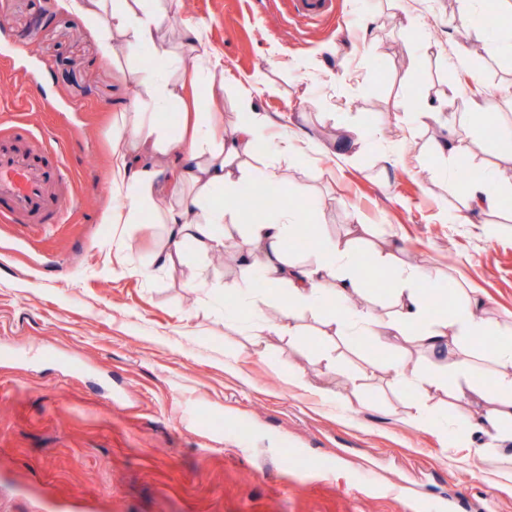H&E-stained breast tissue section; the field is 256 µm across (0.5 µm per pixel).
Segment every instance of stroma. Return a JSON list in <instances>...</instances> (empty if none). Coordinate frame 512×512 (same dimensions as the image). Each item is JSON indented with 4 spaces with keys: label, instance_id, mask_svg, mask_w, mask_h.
<instances>
[{
    "label": "stroma",
    "instance_id": "35a3bbf8",
    "mask_svg": "<svg viewBox=\"0 0 512 512\" xmlns=\"http://www.w3.org/2000/svg\"><path fill=\"white\" fill-rule=\"evenodd\" d=\"M497 0H336V14L297 29L272 0H178L182 22L199 25L231 77L216 92L225 127L258 111L289 115L331 144L354 131L341 159L275 158L288 190L280 207L344 237L371 225L374 253L405 245L402 261L440 270L483 295L487 321L512 325V203L470 210L457 171L512 169L493 144L473 139L467 99L480 75L493 109L512 89V53L498 30L456 20ZM0 120H20L61 143L80 180L67 223L24 229L0 223V512H401L386 486L414 485L437 498L457 492V512H512V459L469 452L464 420L476 400H430L448 447L415 419L418 395L389 366L425 369L417 343L400 354L336 336L322 314L301 316L303 338L255 340L258 319L227 308L238 285L245 230H229L225 254L186 250L166 271L153 266L165 243L159 224H129L113 238L111 112L129 105L123 78L147 50L101 55L82 17L60 0H0ZM36 72L46 102L15 68ZM455 100L467 139L461 160H434L446 130L423 111ZM406 141L396 166L381 157ZM198 278L197 289L186 283ZM301 374L304 384L291 383ZM374 483L355 489L353 472Z\"/></svg>",
    "mask_w": 512,
    "mask_h": 512
}]
</instances>
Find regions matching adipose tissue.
<instances>
[{
	"mask_svg": "<svg viewBox=\"0 0 512 512\" xmlns=\"http://www.w3.org/2000/svg\"><path fill=\"white\" fill-rule=\"evenodd\" d=\"M67 6L95 31L104 57H112L120 43L150 52L148 67L127 75L141 88L131 111L115 113L110 121L116 203L108 220L165 225L167 244L155 256L156 268L174 266L186 247L205 253L223 245L224 224L238 216L251 188L257 184L273 191L281 187V177L272 165L246 171V163L256 157L259 147L273 146L281 157L325 151L342 157L355 145L348 139L329 149L303 138L294 126L275 123L269 114L254 111L247 98L241 105L248 109V116L232 131H225L223 120L209 112V99L201 93L204 80L223 71L222 61L190 28L183 32L190 59L173 53L168 47V10L157 0H67ZM487 100L482 89L468 99L470 114L477 120L476 133L494 140L499 155L512 160V123H502L498 114L489 112ZM168 112L175 115L170 127L160 121ZM166 188L175 202L162 211L155 200ZM464 191L471 209L495 210L504 196L512 194V174L489 169ZM300 221L293 211L276 210L248 227L253 249L242 257L241 285L229 289V297L242 298L245 288L258 280L287 290L279 318L263 321L260 333L297 336L299 313L309 309L325 313L343 336H374L388 349L417 342L432 356V371L409 372L398 366L394 374L422 396L416 408L418 420L436 422L425 401L432 391L455 399L474 396L484 402L486 412L466 430L488 439L474 448V456L512 441V327L484 321L479 314L483 302L476 294L460 296L445 287L438 270L405 264L391 251L377 256L378 265L396 283L394 311L389 319L380 320L373 308L351 303L364 287L355 274L356 244L368 234V225H350L341 239L319 236L312 259L296 264L288 260L284 244ZM430 295L440 297L447 306L445 319H429L426 298ZM488 335L496 338L493 358L509 367L490 388L481 385L476 364L462 350L463 343Z\"/></svg>",
	"mask_w": 512,
	"mask_h": 512,
	"instance_id": "adipose-tissue-1",
	"label": "adipose tissue"
}]
</instances>
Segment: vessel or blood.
<instances>
[{
    "mask_svg": "<svg viewBox=\"0 0 512 512\" xmlns=\"http://www.w3.org/2000/svg\"><path fill=\"white\" fill-rule=\"evenodd\" d=\"M334 0H290L289 14L300 22L325 19L333 14ZM43 138L28 127L0 130V221L8 224H58L76 199L75 178L47 159ZM400 497L404 512H446L444 500L424 502Z\"/></svg>",
    "mask_w": 512,
    "mask_h": 512,
    "instance_id": "obj_1",
    "label": "vessel or blood"
}]
</instances>
